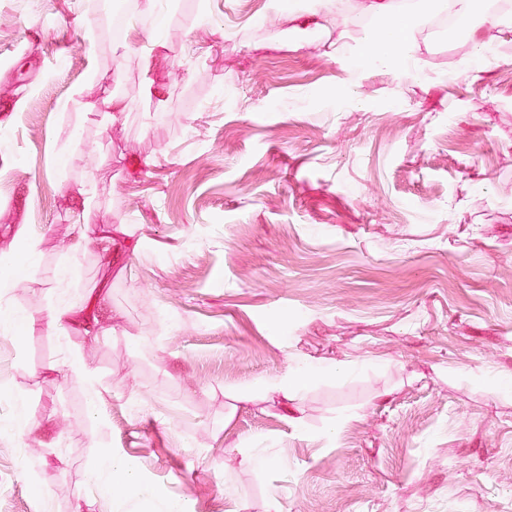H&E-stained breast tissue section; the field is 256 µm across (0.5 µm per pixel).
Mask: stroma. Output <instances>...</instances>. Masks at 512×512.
<instances>
[{
    "mask_svg": "<svg viewBox=\"0 0 512 512\" xmlns=\"http://www.w3.org/2000/svg\"><path fill=\"white\" fill-rule=\"evenodd\" d=\"M353 5L0 0V512H512V33L402 80ZM332 0H313L303 9H294L289 19L300 25L314 23L320 25L319 21H327L333 13L334 3ZM98 470L112 472L113 475H120V479L124 482L128 498H142L150 495V491L141 485L135 477L125 470L122 463L111 456H101L97 462Z\"/></svg>",
    "mask_w": 512,
    "mask_h": 512,
    "instance_id": "1",
    "label": "stroma"
}]
</instances>
